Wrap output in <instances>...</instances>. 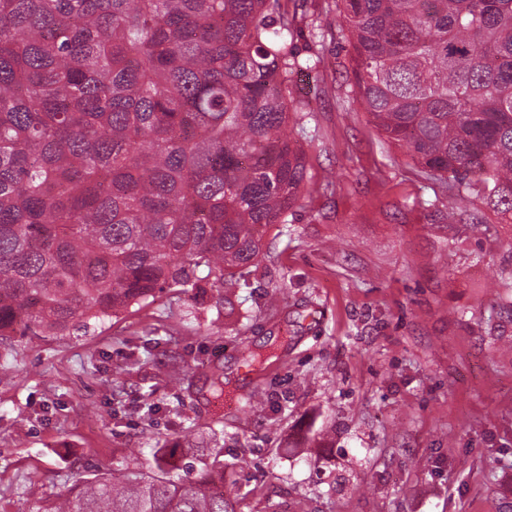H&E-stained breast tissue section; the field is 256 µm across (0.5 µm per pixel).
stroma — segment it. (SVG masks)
I'll return each mask as SVG.
<instances>
[{"instance_id":"obj_1","label":"stroma","mask_w":512,"mask_h":512,"mask_svg":"<svg viewBox=\"0 0 512 512\" xmlns=\"http://www.w3.org/2000/svg\"><path fill=\"white\" fill-rule=\"evenodd\" d=\"M308 183L244 288L165 291L0 376V512L185 442L237 512H512V221L425 179L345 76L336 0H282ZM484 212L472 229L449 210ZM265 354L256 367L248 353ZM233 402L202 399L212 367Z\"/></svg>"}]
</instances>
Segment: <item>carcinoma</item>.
Masks as SVG:
<instances>
[{
    "mask_svg": "<svg viewBox=\"0 0 512 512\" xmlns=\"http://www.w3.org/2000/svg\"><path fill=\"white\" fill-rule=\"evenodd\" d=\"M370 122L455 199L512 214V0H339ZM280 0H0V336H63L224 286L307 183ZM206 275L201 276L199 272ZM44 512H234L186 448Z\"/></svg>",
    "mask_w": 512,
    "mask_h": 512,
    "instance_id": "1",
    "label": "carcinoma"
}]
</instances>
